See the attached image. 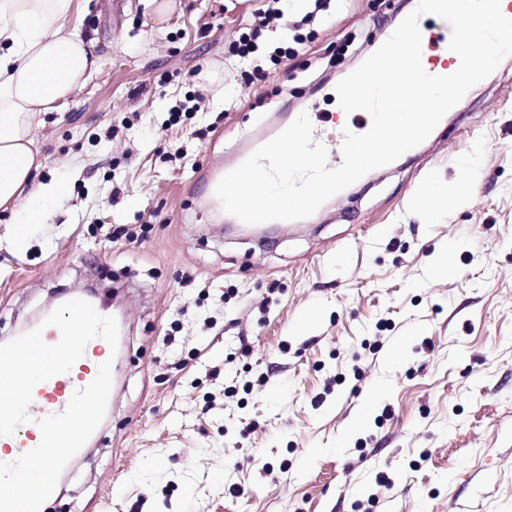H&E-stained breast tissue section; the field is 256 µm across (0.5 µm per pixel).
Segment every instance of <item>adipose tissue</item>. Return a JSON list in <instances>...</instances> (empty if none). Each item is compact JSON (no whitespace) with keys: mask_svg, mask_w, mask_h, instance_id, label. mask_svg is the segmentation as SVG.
Returning a JSON list of instances; mask_svg holds the SVG:
<instances>
[{"mask_svg":"<svg viewBox=\"0 0 512 512\" xmlns=\"http://www.w3.org/2000/svg\"><path fill=\"white\" fill-rule=\"evenodd\" d=\"M77 10V0H0V212L12 215L20 237L46 223L67 192L59 181L34 182L44 117L71 105L102 65L76 27Z\"/></svg>","mask_w":512,"mask_h":512,"instance_id":"ef3b65f1","label":"adipose tissue"}]
</instances>
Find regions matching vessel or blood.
I'll use <instances>...</instances> for the list:
<instances>
[{
	"instance_id": "b4317fda",
	"label": "vessel or blood",
	"mask_w": 512,
	"mask_h": 512,
	"mask_svg": "<svg viewBox=\"0 0 512 512\" xmlns=\"http://www.w3.org/2000/svg\"><path fill=\"white\" fill-rule=\"evenodd\" d=\"M109 354L110 348L103 339H93L69 373L54 376L36 385L28 408L29 422L21 425L14 435L0 436V447L21 454L37 446L41 439L39 421L64 410L74 391L85 387L95 377L97 357Z\"/></svg>"
}]
</instances>
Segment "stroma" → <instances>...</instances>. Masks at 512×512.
I'll return each instance as SVG.
<instances>
[{
  "instance_id": "obj_1",
  "label": "stroma",
  "mask_w": 512,
  "mask_h": 512,
  "mask_svg": "<svg viewBox=\"0 0 512 512\" xmlns=\"http://www.w3.org/2000/svg\"><path fill=\"white\" fill-rule=\"evenodd\" d=\"M269 6L180 0L159 24L150 0H79L102 67L38 134L37 181L68 187L52 218L19 251L0 216V339L88 287L125 327L111 408L42 512H512V56L342 203L228 232L205 177L294 112L341 134L337 83L412 11L331 0L306 23L280 0L259 43L295 54L248 88L230 48ZM213 63L218 106L189 97ZM463 169L445 214L412 207ZM198 79L202 86L211 91L214 103L224 102V67L210 64L200 72Z\"/></svg>"
}]
</instances>
